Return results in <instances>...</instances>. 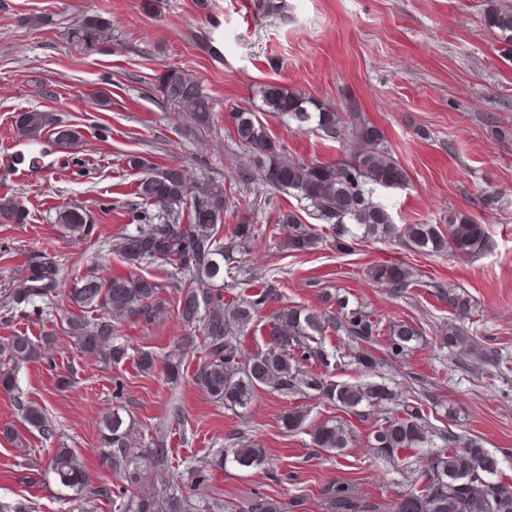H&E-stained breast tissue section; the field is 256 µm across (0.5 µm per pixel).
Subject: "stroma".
Segmentation results:
<instances>
[{
    "label": "stroma",
    "instance_id": "35a3bbf8",
    "mask_svg": "<svg viewBox=\"0 0 512 512\" xmlns=\"http://www.w3.org/2000/svg\"><path fill=\"white\" fill-rule=\"evenodd\" d=\"M144 2L0 0V196H14L28 213L23 224L0 222V346L20 333L54 338L40 361L21 366L0 349V372L13 379L12 390L0 389V502L26 499L33 512H118L114 497L99 493L114 484L101 459L100 435L116 406L142 443L163 441L170 469L183 474L208 464L197 488L202 499L243 505L266 493L286 503L287 512H327L323 487L343 481L389 512L404 492L401 475L366 444L372 420L341 415L322 399L264 389L244 412L211 400L194 383L199 351L176 349L190 333L174 306L185 275L169 265L132 267L116 249L140 178L127 168L126 155H142L158 168L178 162L190 178L232 183L244 152L227 112L258 106L265 83L339 111L356 101L408 176L405 188L381 195L394 222L442 224L449 212L464 213L482 224L490 248L462 259L451 251L423 256L382 241L342 252L326 241L298 254L285 249L288 229L277 222L298 202L277 193L270 207L224 215L223 236L244 218L264 230L225 277V301L272 282L281 305L318 308L322 292L338 291L382 322L415 324L423 340L408 355L395 358L385 343L375 346L384 361L380 377L405 385L414 377L428 381L439 399L436 415L453 410L448 428L480 440L502 460L503 479L512 483V369L478 360L458 368L435 345L449 318L435 291L461 288L474 302L471 320L482 344L512 356V44L485 22L491 0H287L284 20L262 16L256 0H209L204 11L197 0H161L154 13L144 11ZM93 14L111 20L112 41L91 53L70 43L66 31ZM36 16L41 25H31ZM209 43L216 55L205 52ZM171 65L200 80L213 101L214 124L198 139L184 138L188 117L153 89L155 76ZM101 89L108 92L104 107L91 101ZM28 110L79 131L72 149L79 166L61 168L49 140L18 137L15 117ZM260 118L289 157L328 163L344 155L342 144L318 132L297 131L266 112ZM491 195L500 196V204L487 206ZM63 203L89 212L87 236H67L55 224ZM45 256L59 267L56 290L36 299V314L15 313L14 291ZM384 261L406 264L422 288L400 297L375 284L367 269ZM97 268L154 280L168 303L155 323L118 320L128 349L118 364L81 352L63 330L69 288ZM143 351L158 360L148 374L136 366ZM174 356L181 360L175 383L164 368ZM30 404L46 410L52 437L22 424L21 409ZM297 406L306 407L309 427L344 418L356 442L336 455L315 448L306 431L285 432L281 418ZM239 436L265 448V468L215 466ZM62 447L78 453L90 496L66 499L47 473L54 449Z\"/></svg>",
    "mask_w": 512,
    "mask_h": 512
}]
</instances>
